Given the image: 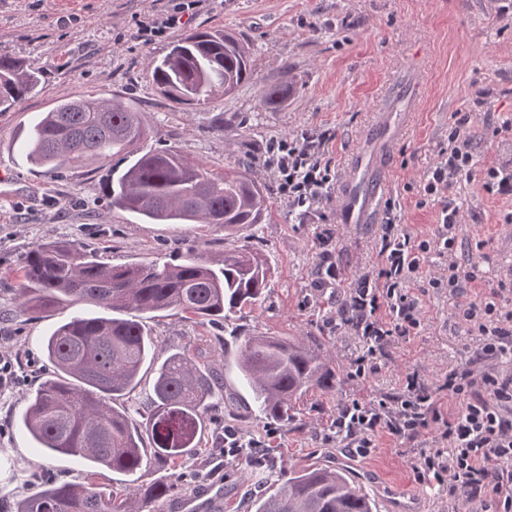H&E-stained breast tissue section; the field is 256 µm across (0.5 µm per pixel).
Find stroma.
<instances>
[{
  "label": "stroma",
  "mask_w": 512,
  "mask_h": 512,
  "mask_svg": "<svg viewBox=\"0 0 512 512\" xmlns=\"http://www.w3.org/2000/svg\"><path fill=\"white\" fill-rule=\"evenodd\" d=\"M143 21L164 24L144 36ZM222 28L242 40L253 78L233 94L185 108L159 95L148 65L185 34ZM0 56L38 61L41 89L14 109L0 112V358L16 378L0 387V512L31 493L33 476L53 474L81 482L87 470L65 456H46L11 423L25 409L42 369L39 341L77 315L78 307L13 317V286L22 254L33 243L69 239L113 264L166 260L187 247L222 251L226 243L248 246L271 272L265 301L228 321L223 330L244 336L299 338L318 348L337 373L336 389L297 400L288 425L259 420L231 371H223L224 422L250 439L267 441L269 461L255 468L225 463L223 451L206 448L189 462L203 475L188 497L214 485L224 489L223 512H247L255 491L279 483L288 468H339L368 492L376 512H388L391 492L420 501L422 512H448V498L419 484L407 462L410 444L380 434L366 457L342 442H326L340 403L394 395L407 370H418L430 387L473 360V339L460 318L471 302L499 283H512V195L484 188L480 177L457 179L448 203L459 209L456 261L461 275L476 272L464 293L434 288L440 269L428 262L411 285L423 322L419 333L392 338L377 353L366 382L349 369L365 343L348 325H334L337 291L317 287L324 253H331L347 281L376 270L382 226L392 222L420 239L433 237L440 205H419L427 170L448 147V134L465 119V137L479 168L512 170V0H200L174 12L171 0H0ZM286 83L287 100L263 108L260 86ZM121 95L143 115L152 146L172 144L189 160L223 170L228 156L253 159L252 177L268 181L267 146L276 139L326 130L329 156L346 176L350 156L376 113L412 109L401 137L382 159L390 183L372 224L342 223L335 203L322 214L299 217L273 195L263 223L226 236L215 224H143L98 200L109 168L89 166L49 178L32 167L22 131L57 101ZM333 237L322 242L324 225ZM155 360L190 347L220 365L218 330L179 314L148 318Z\"/></svg>",
  "instance_id": "1"
}]
</instances>
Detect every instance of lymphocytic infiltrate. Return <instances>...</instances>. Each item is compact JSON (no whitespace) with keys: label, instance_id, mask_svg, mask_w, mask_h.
<instances>
[{"label":"lymphocytic infiltrate","instance_id":"1","mask_svg":"<svg viewBox=\"0 0 512 512\" xmlns=\"http://www.w3.org/2000/svg\"><path fill=\"white\" fill-rule=\"evenodd\" d=\"M459 130L450 134L453 147L427 173L424 199L442 200L452 180L472 176L474 162L459 145ZM328 134H302L270 143L265 166L277 192L301 216L329 202L336 169L328 156ZM459 211L442 205L432 238L415 240L397 225L383 227L381 262L377 271L361 275L346 288L337 313L364 339L367 350L352 365V378L363 381L374 369L373 359L394 336L415 334L421 314L409 288L430 258L448 264L447 275L433 278L431 287L459 291L465 285L453 260L457 247ZM496 301L484 300L463 311L469 335L478 341L479 366L449 373L444 384L461 399L454 412L444 410L439 394L427 387L418 371L408 372L396 396L376 401L357 399L338 407L334 432L350 454L369 455L380 432L410 442L433 434L437 445L420 448L410 457L417 480L438 486L449 498L474 501L494 493L501 512H512V376L484 368V361L512 351V328L492 327L501 317Z\"/></svg>","mask_w":512,"mask_h":512}]
</instances>
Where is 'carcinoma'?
I'll return each mask as SVG.
<instances>
[{
    "mask_svg": "<svg viewBox=\"0 0 512 512\" xmlns=\"http://www.w3.org/2000/svg\"><path fill=\"white\" fill-rule=\"evenodd\" d=\"M156 91L180 106L201 105L218 92L228 96L252 78L249 53L222 29L181 37L150 62ZM41 68L0 57V112H8L41 83ZM289 86L264 85L261 105L286 99ZM149 129L141 113L114 96L64 100L25 132L29 160L51 178L88 163H130L108 180V208L144 224H221L237 234L262 223L274 185L252 179L250 162L235 157L214 172L185 159L174 145L144 149ZM269 268L247 247L218 253L188 249L173 260L113 265L97 251L67 240L33 244L17 270L18 316L64 306H93L101 316L79 314L42 342L45 373L16 420L36 448L134 476L174 470L199 449L207 423L223 420L224 378L188 349L155 368L152 391L139 417L114 406L134 391L151 362L153 339L145 316L175 311L211 324L224 323L262 303ZM231 365L260 418L288 424L294 401L310 391L336 390V372L320 352L296 339L236 337ZM171 475L132 483L124 494L93 479L44 482L17 501L14 512H160L181 495ZM253 512H373L368 493L343 471L288 469L284 479L255 495Z\"/></svg>",
    "mask_w": 512,
    "mask_h": 512,
    "instance_id": "cac0c4a2",
    "label": "carcinoma"
}]
</instances>
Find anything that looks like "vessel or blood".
<instances>
[{
	"mask_svg": "<svg viewBox=\"0 0 512 512\" xmlns=\"http://www.w3.org/2000/svg\"><path fill=\"white\" fill-rule=\"evenodd\" d=\"M401 122L393 116H378L366 135L370 145L390 144L401 129ZM387 187L385 168H372L366 152H358L348 167L347 178L337 205L340 215L348 224L372 223L377 211L378 197Z\"/></svg>",
	"mask_w": 512,
	"mask_h": 512,
	"instance_id": "1",
	"label": "vessel or blood"
}]
</instances>
